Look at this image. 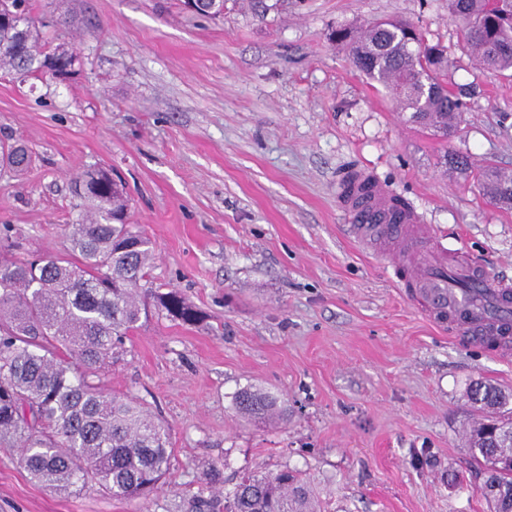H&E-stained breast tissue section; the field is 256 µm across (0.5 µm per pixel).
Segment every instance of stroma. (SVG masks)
Returning <instances> with one entry per match:
<instances>
[{
  "instance_id": "stroma-1",
  "label": "stroma",
  "mask_w": 512,
  "mask_h": 512,
  "mask_svg": "<svg viewBox=\"0 0 512 512\" xmlns=\"http://www.w3.org/2000/svg\"><path fill=\"white\" fill-rule=\"evenodd\" d=\"M31 4L82 65L64 81L0 76V144L35 156L0 177V237L20 256H65L74 178L111 170L155 247L149 286L179 289L205 319L150 313L99 377L168 428L156 495L54 492L5 442L0 512H199L213 463L228 490L246 473L300 470L323 512H489L465 391L512 389V357L437 329L354 242L340 204L347 173L368 170L448 250L512 281V209L476 182L489 163L512 173V75L472 61L448 0H224L216 19L183 0ZM382 18L445 46L449 84L475 88L450 137L409 123L329 38ZM250 385L287 419L239 418L233 396Z\"/></svg>"
}]
</instances>
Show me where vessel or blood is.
Wrapping results in <instances>:
<instances>
[{"label":"vessel or blood","instance_id":"b4317fda","mask_svg":"<svg viewBox=\"0 0 512 512\" xmlns=\"http://www.w3.org/2000/svg\"><path fill=\"white\" fill-rule=\"evenodd\" d=\"M341 204L361 245H388L401 286L440 328L512 356V282L439 246L413 211L393 208L386 190L364 173L350 180Z\"/></svg>","mask_w":512,"mask_h":512}]
</instances>
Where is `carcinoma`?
Wrapping results in <instances>:
<instances>
[{
	"instance_id": "obj_1",
	"label": "carcinoma",
	"mask_w": 512,
	"mask_h": 512,
	"mask_svg": "<svg viewBox=\"0 0 512 512\" xmlns=\"http://www.w3.org/2000/svg\"><path fill=\"white\" fill-rule=\"evenodd\" d=\"M23 5L13 22L12 7ZM471 55L483 69L512 71V6L491 0H448ZM0 72L42 79L49 60L76 55L43 39L30 0H0ZM333 37L352 63L390 89L409 121L449 134L461 115L463 90L445 84L448 60L439 45L411 35L400 21L367 23ZM20 143L0 146V173L21 174L32 164ZM79 223L68 238L74 259L45 255L0 259V440L20 448L19 464L35 482L63 494L91 485L114 498L145 497L169 468L168 428L145 404L105 394L90 375L112 362V349L138 328L149 309L195 325L200 313L179 292L146 288L153 246L125 221L129 199L108 171L75 177ZM495 204L512 203V178L488 166L479 182ZM476 413L470 460L482 468L481 491L490 512H512V391L474 382L466 391ZM237 414L276 422L287 409L257 388L240 389ZM210 512H319L302 472L245 474Z\"/></svg>"
}]
</instances>
